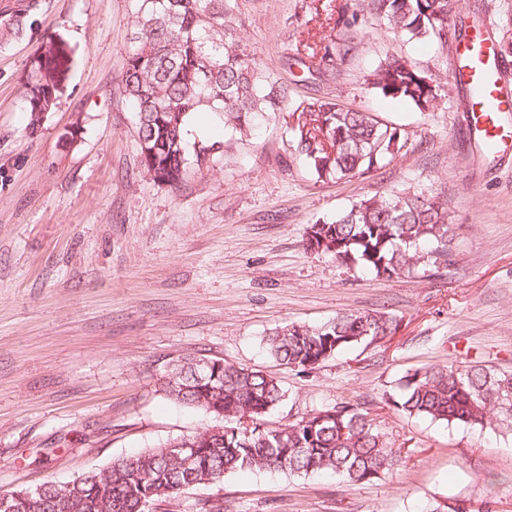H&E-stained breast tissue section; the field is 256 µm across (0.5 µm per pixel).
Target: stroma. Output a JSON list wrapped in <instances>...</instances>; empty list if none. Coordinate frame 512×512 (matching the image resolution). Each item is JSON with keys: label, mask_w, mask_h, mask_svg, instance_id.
<instances>
[{"label": "stroma", "mask_w": 512, "mask_h": 512, "mask_svg": "<svg viewBox=\"0 0 512 512\" xmlns=\"http://www.w3.org/2000/svg\"><path fill=\"white\" fill-rule=\"evenodd\" d=\"M354 0H233L257 63L295 83L296 101L334 100L400 126L406 154L343 180L295 155L284 109L244 139L212 112L188 142L216 144L178 186L141 163L136 116L118 90L134 0H0V492L70 482L128 454L205 431L213 415L163 391L177 360L207 357L275 376L280 426L350 403L403 462L363 485L325 475L233 474L155 501L151 512H512V431L409 417L389 406L408 372L477 363L512 373V154L469 136V93L449 78L458 41H407L359 16L365 33L328 67ZM22 33L11 35L15 16ZM498 43L512 0H462ZM71 53L69 77L36 135L20 87L46 38ZM440 83L434 107L375 93L386 56ZM411 189L448 199L454 262L377 278L307 250V229L363 197ZM393 318L389 336L317 369L277 365L261 338L343 312Z\"/></svg>", "instance_id": "stroma-1"}]
</instances>
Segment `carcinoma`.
Wrapping results in <instances>:
<instances>
[{
	"label": "carcinoma",
	"instance_id": "1",
	"mask_svg": "<svg viewBox=\"0 0 512 512\" xmlns=\"http://www.w3.org/2000/svg\"><path fill=\"white\" fill-rule=\"evenodd\" d=\"M136 20L118 89L137 114L141 162L154 180L177 186L190 164L207 163L209 146L188 154L189 115L206 109L224 117V130L248 135L265 116L282 111L292 87L259 66L240 36L232 0H135ZM460 0H356L358 13L412 40L448 43V22ZM351 42L324 46L321 62L343 60ZM69 59L51 39L34 59L23 99L34 133L56 104L57 86ZM381 95L426 112L440 85L409 60L391 56L369 75ZM295 150L320 177L343 179L381 168L406 147L400 128L368 112L329 101L300 104ZM452 225L447 200L425 191L373 195L336 219L310 225L307 246L349 268L391 278L422 266L451 263ZM396 324L373 313H345L318 327L286 324L264 337L268 355L301 372L341 350L385 338ZM163 391L171 399L224 419L223 433L178 439L191 447V468L181 467L158 447L126 456L72 481H48L15 492L14 512H148L146 505L244 471L307 475L332 472L361 484L401 463L375 419L342 403L269 428L263 417L285 391L273 377L235 363L203 370L192 358L174 365ZM393 407L409 417L484 427L491 419L512 427V373L481 365L435 366L407 374Z\"/></svg>",
	"mask_w": 512,
	"mask_h": 512
}]
</instances>
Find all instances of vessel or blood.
Instances as JSON below:
<instances>
[{
	"instance_id": "b4317fda",
	"label": "vessel or blood",
	"mask_w": 512,
	"mask_h": 512,
	"mask_svg": "<svg viewBox=\"0 0 512 512\" xmlns=\"http://www.w3.org/2000/svg\"><path fill=\"white\" fill-rule=\"evenodd\" d=\"M454 85L479 88L471 103V129L494 153L512 151V133L501 125L499 116L512 112V92L502 84L499 60L489 39L475 34L467 37L450 72Z\"/></svg>"
}]
</instances>
